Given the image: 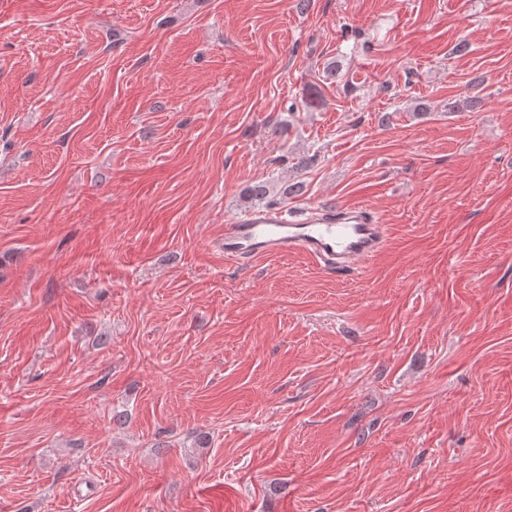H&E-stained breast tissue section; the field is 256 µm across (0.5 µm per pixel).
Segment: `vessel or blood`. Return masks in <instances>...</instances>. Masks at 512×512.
<instances>
[{
    "instance_id": "obj_1",
    "label": "vessel or blood",
    "mask_w": 512,
    "mask_h": 512,
    "mask_svg": "<svg viewBox=\"0 0 512 512\" xmlns=\"http://www.w3.org/2000/svg\"><path fill=\"white\" fill-rule=\"evenodd\" d=\"M384 239V224L364 206L317 207L290 215L268 209L225 225L224 256L245 262L300 251L327 272L343 275L373 258Z\"/></svg>"
}]
</instances>
